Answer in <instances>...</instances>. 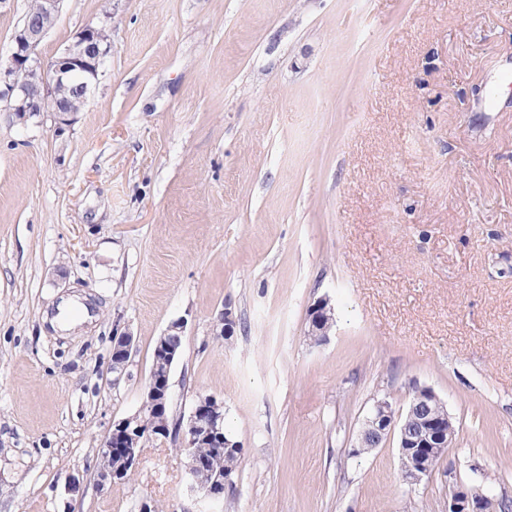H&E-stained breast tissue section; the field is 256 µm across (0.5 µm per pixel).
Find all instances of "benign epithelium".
<instances>
[{
	"label": "benign epithelium",
	"instance_id": "benign-epithelium-1",
	"mask_svg": "<svg viewBox=\"0 0 512 512\" xmlns=\"http://www.w3.org/2000/svg\"><path fill=\"white\" fill-rule=\"evenodd\" d=\"M61 0H39L36 10L25 15L17 28L8 61L0 63V100L7 103V111L13 120L25 125L34 117L48 114L53 122L54 134L60 137L71 127L73 116L81 111L91 95L94 84L112 54V36L105 25L86 26L79 31L61 55L44 61L38 47L53 28L60 12ZM331 310L329 302L320 300L309 311L308 335L315 343L326 340L328 333H319L318 326ZM236 317L231 305H224L216 318L218 336L234 334ZM133 353V335L125 332L115 337L112 347V371L123 370ZM167 367L159 370L151 367L145 392L147 401L132 415L112 424L100 448V457H122L120 470L107 466L97 470L96 487L103 490L127 478L145 451L140 440L141 419L149 411L157 421L156 430L167 434L169 426L164 414L171 397V373L178 359L177 349L169 346L165 352ZM408 415L414 417L417 427L406 432L400 427L402 415L396 411L393 397L384 396L374 401L365 419V427L357 434L352 453L359 449L382 445L393 431H398V450L401 462V478L408 484H417L427 476L432 463L439 457L448 456L445 426L450 414L443 400L430 388L414 389L409 401ZM186 455L191 489L202 492L214 501L224 499V485L230 476L217 475L208 481L198 477L200 464L195 448L208 441L217 448L227 445L224 440V404L210 397L196 404L186 421L178 423ZM447 512H494V500L483 492L457 484L448 496Z\"/></svg>",
	"mask_w": 512,
	"mask_h": 512
}]
</instances>
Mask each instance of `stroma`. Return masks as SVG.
Returning <instances> with one entry per match:
<instances>
[{
  "mask_svg": "<svg viewBox=\"0 0 512 512\" xmlns=\"http://www.w3.org/2000/svg\"><path fill=\"white\" fill-rule=\"evenodd\" d=\"M91 24L112 56L70 132L0 102V512H445L455 482L512 500V0H63L40 56ZM69 297L94 324L44 321ZM179 319L170 412L223 402L235 487L191 490L160 439L99 490ZM423 386L457 437L411 486L396 439L351 450L375 399ZM331 310L329 302L326 299H322L309 311V330L308 336L312 338L313 336H322L317 337L314 342L316 344L321 343L326 340L328 333L324 332L323 334L319 333L318 326L323 322L324 319H328L327 312ZM133 346V335L131 333L125 332L115 337L111 357L112 372H122L133 353Z\"/></svg>",
  "mask_w": 512,
  "mask_h": 512,
  "instance_id": "obj_1",
  "label": "stroma"
}]
</instances>
